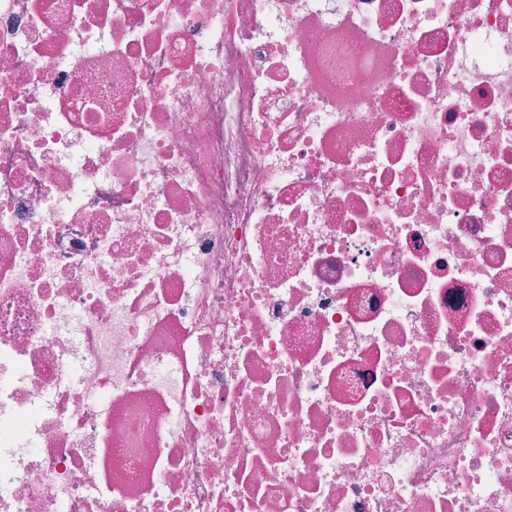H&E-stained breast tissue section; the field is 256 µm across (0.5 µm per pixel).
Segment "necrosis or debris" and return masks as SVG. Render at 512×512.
<instances>
[{
  "mask_svg": "<svg viewBox=\"0 0 512 512\" xmlns=\"http://www.w3.org/2000/svg\"><path fill=\"white\" fill-rule=\"evenodd\" d=\"M0 512H512V0H0Z\"/></svg>",
  "mask_w": 512,
  "mask_h": 512,
  "instance_id": "obj_1",
  "label": "necrosis or debris"
}]
</instances>
